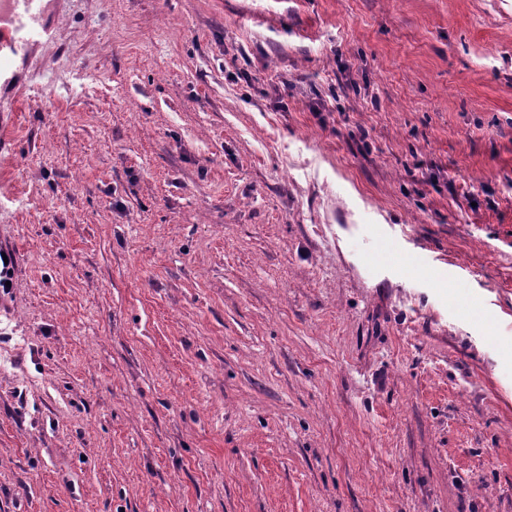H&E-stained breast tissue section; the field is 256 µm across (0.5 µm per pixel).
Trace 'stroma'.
I'll list each match as a JSON object with an SVG mask.
<instances>
[{"label": "stroma", "instance_id": "stroma-1", "mask_svg": "<svg viewBox=\"0 0 512 512\" xmlns=\"http://www.w3.org/2000/svg\"><path fill=\"white\" fill-rule=\"evenodd\" d=\"M53 21L0 93V512H512V0ZM385 224L375 228V246L364 256V263L370 268H397L403 274L416 276L428 274L440 276L445 273L442 267L427 264L420 251L408 249L398 238L390 234Z\"/></svg>", "mask_w": 512, "mask_h": 512}]
</instances>
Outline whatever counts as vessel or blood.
I'll list each match as a JSON object with an SVG mask.
<instances>
[{
    "mask_svg": "<svg viewBox=\"0 0 512 512\" xmlns=\"http://www.w3.org/2000/svg\"><path fill=\"white\" fill-rule=\"evenodd\" d=\"M48 0H0V86L17 82L15 63L33 47L51 43L54 24ZM368 267L396 268L408 276L443 275L442 267L425 263L421 252L408 249L384 225L375 228V246L364 257Z\"/></svg>",
    "mask_w": 512,
    "mask_h": 512,
    "instance_id": "b4317fda",
    "label": "vessel or blood"
}]
</instances>
